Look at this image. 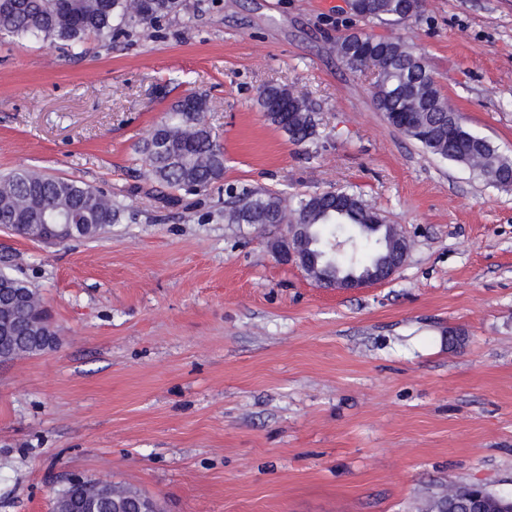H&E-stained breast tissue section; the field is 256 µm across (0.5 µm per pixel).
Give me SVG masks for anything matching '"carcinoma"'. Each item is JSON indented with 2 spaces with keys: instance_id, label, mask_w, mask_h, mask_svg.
I'll return each mask as SVG.
<instances>
[{
  "instance_id": "1",
  "label": "carcinoma",
  "mask_w": 512,
  "mask_h": 512,
  "mask_svg": "<svg viewBox=\"0 0 512 512\" xmlns=\"http://www.w3.org/2000/svg\"><path fill=\"white\" fill-rule=\"evenodd\" d=\"M183 0H0V35L33 38L48 45L66 42L79 47L89 36L108 39L124 28H147L162 17L180 12ZM420 13L419 0H372L370 11L356 8L354 15L368 21L401 23ZM364 47L353 61L351 38L336 43V54L351 70L376 74L374 99L389 123L416 140L428 153L476 171L488 183L512 187V160L487 139L469 129L452 110L436 77L421 54L399 38H375L356 33ZM280 99L288 105V119L271 110L267 102ZM258 104L267 119L280 127L295 144L316 133L313 108L291 90L270 86L260 91ZM197 112L172 107L144 140L145 175L162 190L203 192L224 176V151L219 138ZM64 215L86 226L83 238L99 235L120 217V207L102 191L83 181L21 169L0 177V224L27 238L50 237L57 229L45 223L49 215ZM227 224H308L310 237L303 246L318 251L317 242L336 233V225L381 224L383 218L355 193L340 190L302 197L293 207L280 195L244 188L230 197L224 208ZM387 231L366 234L356 252L357 268L369 271L387 250ZM17 294L14 302L0 300V322L16 324L20 354L39 352L32 334L51 328L40 295L24 282L6 276ZM466 484L451 483L437 502L441 512H460ZM62 512H112V495L95 482L68 485L57 495Z\"/></svg>"
}]
</instances>
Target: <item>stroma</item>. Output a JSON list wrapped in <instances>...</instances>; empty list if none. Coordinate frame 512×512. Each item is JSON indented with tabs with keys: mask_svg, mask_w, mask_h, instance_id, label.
<instances>
[{
	"mask_svg": "<svg viewBox=\"0 0 512 512\" xmlns=\"http://www.w3.org/2000/svg\"><path fill=\"white\" fill-rule=\"evenodd\" d=\"M401 38L464 123L512 159V0H424L400 24L342 0H185L82 46L0 37V174L84 181L121 208L97 237L0 228L54 349L0 365V512H53L71 478L163 512H432L449 482L512 493V187L426 152L349 70L340 37ZM314 109L296 145L260 89ZM224 146L201 193L157 194L137 148L186 96ZM346 189L410 243L388 281L324 288L286 226L228 224L230 192Z\"/></svg>",
	"mask_w": 512,
	"mask_h": 512,
	"instance_id": "1",
	"label": "stroma"
}]
</instances>
